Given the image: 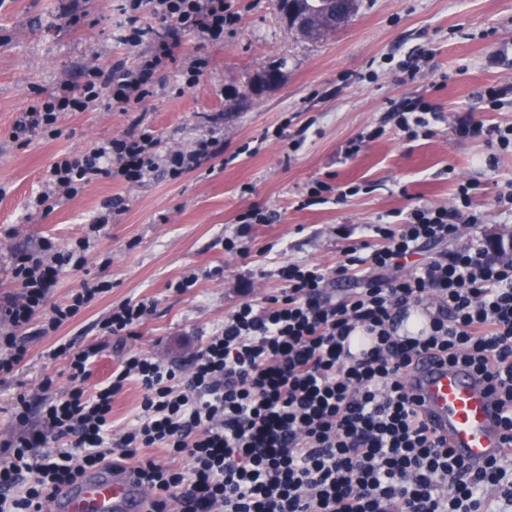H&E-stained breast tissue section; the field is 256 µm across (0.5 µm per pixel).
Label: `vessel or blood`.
Wrapping results in <instances>:
<instances>
[{
  "label": "vessel or blood",
  "instance_id": "vessel-or-blood-1",
  "mask_svg": "<svg viewBox=\"0 0 512 512\" xmlns=\"http://www.w3.org/2000/svg\"><path fill=\"white\" fill-rule=\"evenodd\" d=\"M410 394L454 455L481 464L502 452L500 414L488 384L463 366L422 356L408 380ZM65 512H145L146 495L128 471L112 469L85 476L63 500Z\"/></svg>",
  "mask_w": 512,
  "mask_h": 512
}]
</instances>
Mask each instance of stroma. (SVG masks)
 Instances as JSON below:
<instances>
[{
	"label": "stroma",
	"mask_w": 512,
	"mask_h": 512,
	"mask_svg": "<svg viewBox=\"0 0 512 512\" xmlns=\"http://www.w3.org/2000/svg\"><path fill=\"white\" fill-rule=\"evenodd\" d=\"M229 2L239 19L225 29L223 43L186 37L177 66L157 74L156 92L141 113L164 147L187 150L212 134L221 139L223 156L178 180L161 171L139 187L98 180L53 210L34 213L28 204L56 155L89 152L127 131L132 117L102 104L66 115L57 138L36 135L20 144L9 137L16 113L37 93L78 83L91 59L110 66L132 56L116 41L123 22L117 0H0V226L15 231L0 243V293L11 287L14 251L45 238L66 245L85 235L105 201H125L92 240L84 269L63 272L50 300L66 303L94 278L108 280L109 291L57 335L31 337L25 361L0 380V441L37 428L44 398L68 389L66 359L49 356L57 340L99 346L91 392L131 350L187 371L225 314L278 294L281 262L336 266L344 241H359L365 225L420 200L449 202L461 179L479 182L475 203L488 216L463 238L512 231V218L493 206L499 186L512 179V154L496 155L495 167H487L492 152L484 140L459 139L451 130L462 118L512 124L511 108L486 113L480 103L486 87L512 84V57L489 61L498 43H512V0H358L352 24L320 41L291 29L275 0ZM70 3L84 14L73 27L61 20ZM426 47L434 56L423 78L402 84L389 77L398 61ZM194 54L209 57L210 69L197 86L179 90L177 67ZM274 64L281 67L280 83L253 91L254 78ZM419 95L447 120L433 137L411 140L394 132L388 110ZM378 127L382 137L347 156L350 141ZM301 133L303 145L292 150ZM319 181L360 191L343 203L298 208ZM250 207L271 214L270 224L260 227L249 255L225 253V237ZM190 273L198 278L193 288L170 290ZM124 300L151 303L153 311L137 335H105L101 320ZM21 397L22 424L15 418Z\"/></svg>",
	"instance_id": "obj_1"
}]
</instances>
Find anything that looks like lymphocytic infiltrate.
Masks as SVG:
<instances>
[{"label":"lymphocytic infiltrate","mask_w":512,"mask_h":512,"mask_svg":"<svg viewBox=\"0 0 512 512\" xmlns=\"http://www.w3.org/2000/svg\"><path fill=\"white\" fill-rule=\"evenodd\" d=\"M120 10L132 65H91L79 84L38 95L10 139L58 137L65 114L104 99L138 111L182 37L220 43L238 19L226 0H122ZM392 113L412 139L432 136L441 119L421 97ZM223 152L214 137L163 149L136 120L90 153L58 156L29 206L50 211L102 179L139 186L162 170L175 180ZM474 196V184L460 182L451 203L367 225L364 239L341 248L336 268L284 262L280 293L225 315L190 373L133 351L90 395L84 383L98 347L56 345L50 355L67 359L70 389L45 400L40 430L0 442V512H43L111 461L148 491V512L174 502L180 512H512V255L461 241L462 226L485 220ZM120 210V201L104 203L86 236L67 246L45 239L13 254L16 290L0 295V378L24 362L28 327L51 335L107 292L106 282H86L68 303L49 302L60 273L84 269L91 238ZM429 244L439 250L423 256ZM418 254L422 262L412 263ZM336 274L359 279V288L333 295ZM424 354L488 381L503 410L501 455L474 466L430 432L407 390ZM129 381L141 388L140 411L116 434L112 401ZM145 448L165 449L168 462L142 456Z\"/></svg>","instance_id":"lymphocytic-infiltrate-1"}]
</instances>
